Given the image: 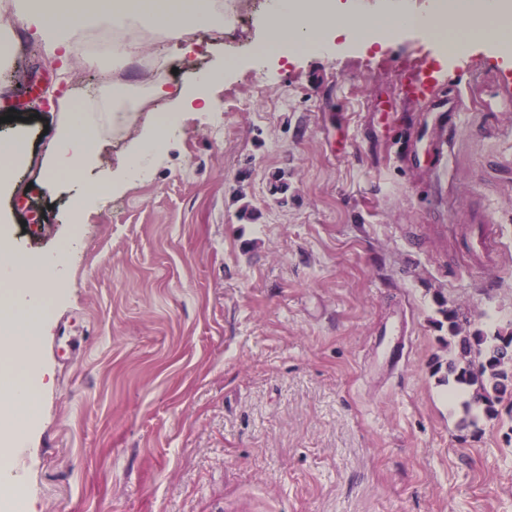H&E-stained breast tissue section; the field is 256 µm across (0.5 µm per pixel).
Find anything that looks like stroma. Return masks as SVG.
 I'll list each match as a JSON object with an SVG mask.
<instances>
[{"label":"stroma","mask_w":512,"mask_h":512,"mask_svg":"<svg viewBox=\"0 0 512 512\" xmlns=\"http://www.w3.org/2000/svg\"><path fill=\"white\" fill-rule=\"evenodd\" d=\"M268 4L224 38L199 31L191 60L165 47L170 82L215 73L210 108L181 113L134 178L110 59L73 51L63 80L0 8L15 49L0 133L23 131L28 158L0 216L29 261L65 252L39 326L45 385L10 460L25 512H512V400L463 424L472 393L443 381L457 351L441 314L512 331V110L466 101L503 60L416 30L279 60L259 50ZM404 63L442 69L436 102L403 96ZM52 92L100 114L84 180L103 192L79 210L39 183ZM474 215L491 221L489 268L469 253Z\"/></svg>","instance_id":"1"}]
</instances>
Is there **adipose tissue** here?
<instances>
[{
	"label": "adipose tissue",
	"instance_id": "obj_1",
	"mask_svg": "<svg viewBox=\"0 0 512 512\" xmlns=\"http://www.w3.org/2000/svg\"><path fill=\"white\" fill-rule=\"evenodd\" d=\"M14 18L50 56L68 60L77 42L93 26L112 29L107 54L114 71L151 61L163 68L166 58L156 52L152 37L163 38L191 53L186 42L194 30L221 27L243 11V0H9ZM266 31L263 46L272 54L318 50L328 38L347 43H370L403 29H418L456 50L473 43L512 50V13L500 0H453L448 14L429 10L351 17L344 14L304 13L289 0H273L259 19ZM98 136L92 109L62 102L58 133L45 162L50 181H72L95 159ZM0 459L8 460L19 442L22 415L28 414L39 369L40 338L36 324L47 295L41 268L28 266L8 242L0 243Z\"/></svg>",
	"mask_w": 512,
	"mask_h": 512
}]
</instances>
